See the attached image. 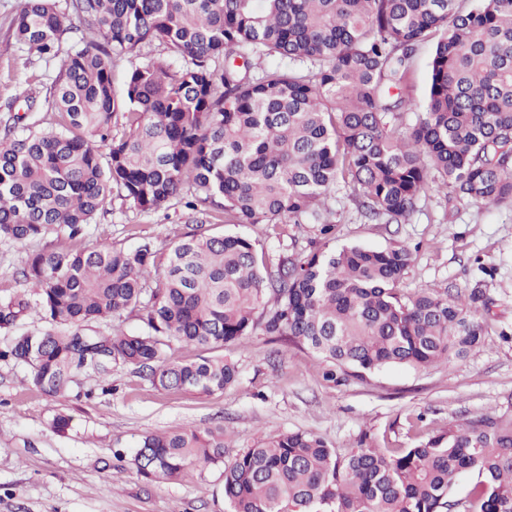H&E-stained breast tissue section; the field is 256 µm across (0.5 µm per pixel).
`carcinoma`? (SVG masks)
Segmentation results:
<instances>
[{
	"label": "carcinoma",
	"mask_w": 512,
	"mask_h": 512,
	"mask_svg": "<svg viewBox=\"0 0 512 512\" xmlns=\"http://www.w3.org/2000/svg\"><path fill=\"white\" fill-rule=\"evenodd\" d=\"M18 2V48L59 62L51 118L14 115L0 143V240L58 242L29 255L30 291L0 300V329L33 307L47 323L0 343L32 388L55 398L76 374L107 383L121 364L159 390L211 394L237 381L236 366L182 359L171 343L212 350L258 328L313 351L334 383L485 345L492 301L478 288L400 293L403 246L275 262L249 238L196 232L155 278L149 240L74 242L115 195L142 212L184 198L210 224H317L326 238L340 189L383 224L408 220L435 185L458 204L512 210V0ZM432 39L426 110L407 125L398 91ZM155 43L167 56L116 87L117 63ZM134 312L141 328L128 334ZM193 462L224 468L226 512H512V409L344 458L299 431L231 455L216 428L147 434L132 459L152 481ZM470 470L477 481L453 498Z\"/></svg>",
	"instance_id": "1"
}]
</instances>
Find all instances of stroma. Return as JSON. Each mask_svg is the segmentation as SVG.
<instances>
[{"mask_svg":"<svg viewBox=\"0 0 512 512\" xmlns=\"http://www.w3.org/2000/svg\"><path fill=\"white\" fill-rule=\"evenodd\" d=\"M15 0H0V123L8 114L44 112L57 68L27 59L12 35ZM432 44L415 53L403 96L407 112L423 111ZM333 248L382 250L406 245L411 264L402 292L426 288L483 289L492 299L488 344L425 371L390 365L362 379L326 381L323 361L308 349L256 330L223 355L238 368L236 384L210 395L156 389L132 366L112 371L113 391L101 393L81 374L61 397L26 382L25 367L0 361V512H225L219 466L190 465L173 481L140 476L131 460L143 435L224 427L239 450L257 437L306 431L340 455L360 448H403L423 431L512 406V211L448 202L431 189L407 224H377L347 201L334 203ZM182 203L144 213L113 199L95 215L81 245L88 250L152 241L159 256L192 232ZM213 234L240 233L272 258L323 248L313 224H212ZM54 236L20 245L0 241V297L23 291L20 271L30 252L53 247ZM71 416L65 432L55 412Z\"/></svg>","mask_w":512,"mask_h":512,"instance_id":"obj_1","label":"stroma"}]
</instances>
